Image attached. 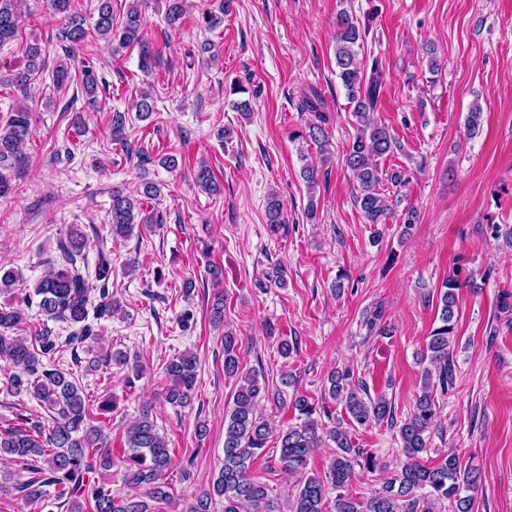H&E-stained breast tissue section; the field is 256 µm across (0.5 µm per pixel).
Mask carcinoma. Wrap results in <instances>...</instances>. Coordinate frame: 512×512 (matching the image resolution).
<instances>
[{
	"label": "carcinoma",
	"instance_id": "1",
	"mask_svg": "<svg viewBox=\"0 0 512 512\" xmlns=\"http://www.w3.org/2000/svg\"><path fill=\"white\" fill-rule=\"evenodd\" d=\"M46 2L48 13L64 20L58 41L65 56L83 48L88 38L95 35L111 43L115 52L137 46L141 70L146 73L151 70L155 54L142 35V0H130L120 19L114 15L112 0H98L97 19L91 29L86 27L82 14L71 10V0ZM166 3V18L175 27L186 14L185 0H166ZM232 3L233 0H219L215 9L204 11L205 26L209 29L220 26ZM19 26L15 0H0V46L19 36ZM360 40L359 26L346 12H340L334 53L336 75L346 90L351 115L360 125L343 161L357 182L356 201L365 220L369 224H383L387 208L379 192L380 184L386 179L394 186H402L406 179L398 171L390 173L381 169L380 159L400 150L402 145L387 125L374 118L382 80L376 68L370 77H364L355 50ZM46 55L41 44L26 45L24 67L11 71L7 78L0 77V84L4 82L27 96L47 70ZM51 76L59 90L78 82L87 106L95 109L102 104L99 93L106 90V82L99 78L94 61L83 60L78 74L72 73L68 64L60 63ZM305 109L311 112L312 118L304 138L323 151L328 141L326 125L330 121L326 103L312 90L305 95ZM30 126L31 115L23 104L13 108L5 124L0 125V196L12 191L9 173L21 170L28 162L26 146ZM125 128V115L113 113V143L127 146ZM194 179L201 188L217 191L214 173L207 164H199ZM109 215V233L114 239L128 238L136 229L147 231L159 223L157 213L137 210L133 199L118 191L112 194ZM265 216L271 234L288 233L283 204L274 194L267 198ZM87 248L86 235L76 229L70 231L60 249L62 264H49L34 290L47 319L78 326L68 339L71 344H81L97 336L94 326L88 323L89 306H94L99 317L122 311V303L108 290L112 258L99 252L91 272L88 266L78 264ZM458 288V278L451 277L437 292L440 307L437 325L426 336V351L421 353V360L429 362L430 368L424 371L421 393L407 418L397 421L392 402L383 395L369 397L366 384L352 383L349 372L334 371L328 376V397L344 407L348 422L361 427L385 423L397 429L401 441L406 463L392 476L382 478L381 488L367 499L344 493L355 477V468L372 472L377 467L375 456L353 445L350 427L345 425L347 421L334 417L327 405L319 406L310 398L297 395L290 405L298 413L299 423L273 432L270 421L259 411L265 386L260 384L257 373L242 371L238 336L231 329H224V376L239 380L231 409L224 417V465L211 487L196 498L187 512H211L216 496L224 499V512H280L268 485L250 473L252 462L272 437L280 448L283 466L302 475L288 512H323V504L333 491L336 492L333 512H445L446 506L451 512H472L470 493L480 481L479 472L462 467L453 452L437 464L422 462L438 418L436 396L447 395L455 382L451 346L458 329L455 316ZM367 324L379 336H390L394 331L380 306L371 311ZM23 325L20 308L0 307V361L9 368L10 392L27 394L40 402L49 412L50 424L19 423L0 433V455L25 460L30 473L35 475L30 481L13 485V489L23 492L25 499L37 501L43 497L44 486L54 485L58 487L57 497L71 504L70 512H87L89 507L92 512H161L158 505H168L172 499L167 475L173 465V450L159 433L151 413L142 411L127 426L126 450L120 459L122 482L146 490V495L115 492L111 482L95 478L100 472L112 470L114 461L112 450L103 446L106 434L102 424L94 423L90 415L87 396L70 380V374L48 368L42 361L57 350L58 337L45 323L32 335L24 336ZM112 361L130 368L135 378L144 371L139 361H132L121 352L90 358L88 369L97 371ZM197 369V357L191 352L175 356L165 365L169 404L176 407L192 404ZM327 441L336 447L327 471L305 472L309 456Z\"/></svg>",
	"mask_w": 512,
	"mask_h": 512
}]
</instances>
